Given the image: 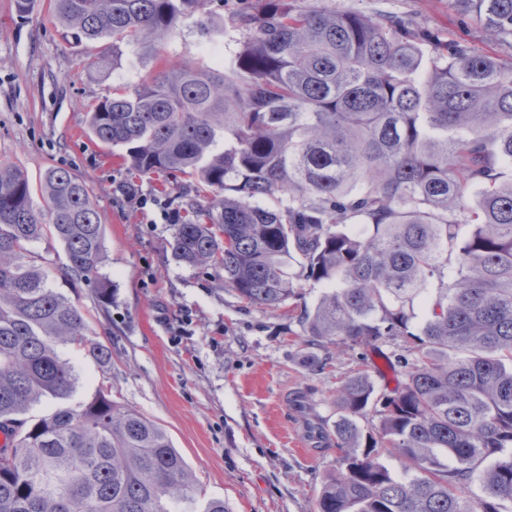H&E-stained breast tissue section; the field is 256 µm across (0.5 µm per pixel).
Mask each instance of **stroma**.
Instances as JSON below:
<instances>
[{
	"instance_id": "35a3bbf8",
	"label": "stroma",
	"mask_w": 512,
	"mask_h": 512,
	"mask_svg": "<svg viewBox=\"0 0 512 512\" xmlns=\"http://www.w3.org/2000/svg\"><path fill=\"white\" fill-rule=\"evenodd\" d=\"M330 8L390 13L415 25L484 46L487 35L465 26L450 0H327ZM200 15L180 20L156 43V54L112 55L109 42H76L54 17L49 0H34L21 14L15 0H0V160L31 179L63 167L84 180L105 227L103 274L112 303L102 306L92 288L63 276L68 257L55 240L31 244L53 288L82 312L89 339L112 345L101 368L76 350L67 355L79 374L75 397L110 386L113 401L164 428L194 472L198 512L223 500L227 512H316L318 494L336 466V392L383 354L404 352L402 340L349 348L308 342L297 317L316 305L322 285L307 283L297 299L277 310L240 300L215 268L175 261L173 227L159 206L179 208L166 176L132 177L111 150L87 131L89 110L116 81L138 83L147 74L181 64L231 59L242 37L225 26L223 39L206 41ZM136 190L145 209L126 205Z\"/></svg>"
}]
</instances>
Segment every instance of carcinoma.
I'll return each instance as SVG.
<instances>
[{
    "label": "carcinoma",
    "mask_w": 512,
    "mask_h": 512,
    "mask_svg": "<svg viewBox=\"0 0 512 512\" xmlns=\"http://www.w3.org/2000/svg\"><path fill=\"white\" fill-rule=\"evenodd\" d=\"M212 0H50L76 39L156 52L181 18L224 33ZM325 0H237L229 62L118 84L88 112L91 138L140 176L179 172L173 258L224 270L250 304L299 315L309 342L402 336L413 358L391 395L358 374L336 392L341 455L317 512H507L512 504V59L384 14ZM512 47V0H450ZM40 192L45 208L34 204ZM105 230L64 168L34 186L0 161V512H178L196 476L168 434L78 384L62 348L102 367L78 308L30 254L60 242L67 274L112 302ZM424 310L419 316L417 308ZM52 409L30 414L38 404ZM379 409L366 432L358 420ZM404 467L395 476L379 449ZM479 479L481 496L471 494Z\"/></svg>",
    "instance_id": "1"
}]
</instances>
